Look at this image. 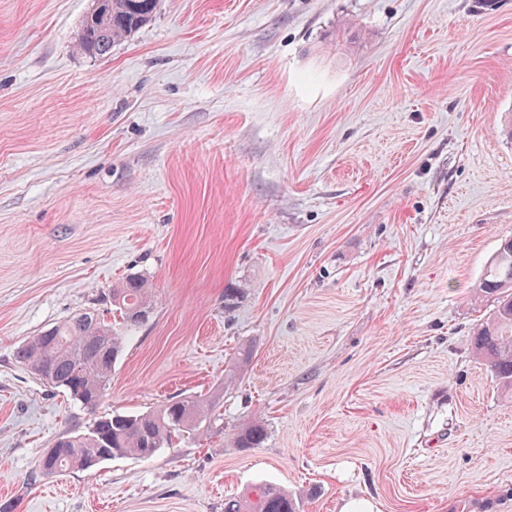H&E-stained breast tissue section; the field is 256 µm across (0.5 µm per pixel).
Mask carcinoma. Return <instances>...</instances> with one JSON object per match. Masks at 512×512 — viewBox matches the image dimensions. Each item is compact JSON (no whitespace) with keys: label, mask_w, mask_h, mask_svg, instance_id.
<instances>
[{"label":"carcinoma","mask_w":512,"mask_h":512,"mask_svg":"<svg viewBox=\"0 0 512 512\" xmlns=\"http://www.w3.org/2000/svg\"><path fill=\"white\" fill-rule=\"evenodd\" d=\"M158 0H94L100 19H84L80 46L91 57H103L112 46L144 24ZM477 293L496 302L490 318L477 328L476 355L490 369L498 387L512 397V239L504 240L492 259ZM110 303L119 312L122 327L145 322L152 311L149 283L132 277L112 289ZM123 351L122 336L96 309L79 312L17 347L15 361L42 383L61 389L84 410L97 411L112 376V366ZM221 421L218 404L195 398L171 399L143 414L98 416L83 432L55 441L51 461H42L43 473L88 470L119 457L148 459L175 437L192 435L202 426ZM267 439L265 425L256 421L233 437L235 448H256ZM224 512H300V503L288 491L272 484L245 496L224 500Z\"/></svg>","instance_id":"1"}]
</instances>
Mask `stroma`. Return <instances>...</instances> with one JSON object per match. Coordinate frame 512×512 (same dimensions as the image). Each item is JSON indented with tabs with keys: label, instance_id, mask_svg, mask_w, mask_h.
Masks as SVG:
<instances>
[{
	"label": "stroma",
	"instance_id": "1",
	"mask_svg": "<svg viewBox=\"0 0 512 512\" xmlns=\"http://www.w3.org/2000/svg\"><path fill=\"white\" fill-rule=\"evenodd\" d=\"M91 5L0 0V497L512 512V398L473 354L512 238V0H159L97 59ZM134 276L152 314L97 413L201 396L224 427L42 474L97 413L14 352ZM267 429L261 421H256L238 431L233 437L235 448H256L267 439ZM300 503L288 491L272 484L255 488L245 496L224 501V512H300Z\"/></svg>",
	"mask_w": 512,
	"mask_h": 512
}]
</instances>
